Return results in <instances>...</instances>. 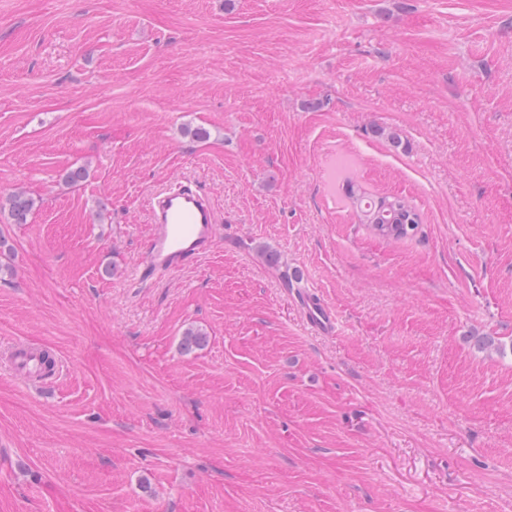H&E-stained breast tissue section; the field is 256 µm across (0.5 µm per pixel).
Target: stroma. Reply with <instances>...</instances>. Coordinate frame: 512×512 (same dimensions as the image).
<instances>
[{
    "label": "stroma",
    "mask_w": 512,
    "mask_h": 512,
    "mask_svg": "<svg viewBox=\"0 0 512 512\" xmlns=\"http://www.w3.org/2000/svg\"><path fill=\"white\" fill-rule=\"evenodd\" d=\"M184 179L215 248L134 278ZM349 180L406 197L414 236H374ZM17 189L0 512H512V356L474 347L512 340V0H0ZM6 207L14 224H24L35 208V200L22 192H13L4 199L0 197V212ZM297 301L305 315L307 323L316 331L324 334L336 331V318L322 298L313 290L307 289L296 294Z\"/></svg>",
    "instance_id": "stroma-1"
}]
</instances>
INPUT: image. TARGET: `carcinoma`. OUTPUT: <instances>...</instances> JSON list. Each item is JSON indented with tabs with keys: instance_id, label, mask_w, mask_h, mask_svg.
I'll return each mask as SVG.
<instances>
[{
	"instance_id": "obj_1",
	"label": "carcinoma",
	"mask_w": 512,
	"mask_h": 512,
	"mask_svg": "<svg viewBox=\"0 0 512 512\" xmlns=\"http://www.w3.org/2000/svg\"><path fill=\"white\" fill-rule=\"evenodd\" d=\"M345 196L356 207L363 224L371 232L385 240H403L411 237L419 224L413 206L402 196H384L376 199L366 195L362 187L349 182ZM8 209L13 223L24 224L35 208V200L22 192L0 197V209Z\"/></svg>"
}]
</instances>
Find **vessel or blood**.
Returning a JSON list of instances; mask_svg holds the SVG:
<instances>
[{
    "label": "vessel or blood",
    "mask_w": 512,
    "mask_h": 512,
    "mask_svg": "<svg viewBox=\"0 0 512 512\" xmlns=\"http://www.w3.org/2000/svg\"><path fill=\"white\" fill-rule=\"evenodd\" d=\"M149 212L153 233L145 248L143 274L179 269L214 248L216 213L209 196L198 186L185 181L154 191ZM297 301L313 329L324 334L335 332V316L313 290L299 292Z\"/></svg>",
    "instance_id": "obj_1"
}]
</instances>
